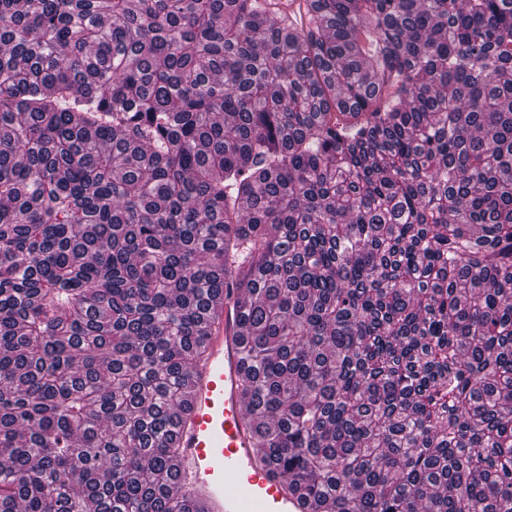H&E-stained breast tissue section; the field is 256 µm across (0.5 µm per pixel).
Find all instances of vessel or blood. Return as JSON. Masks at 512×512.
I'll list each match as a JSON object with an SVG mask.
<instances>
[{"label": "vessel or blood", "instance_id": "b4317fda", "mask_svg": "<svg viewBox=\"0 0 512 512\" xmlns=\"http://www.w3.org/2000/svg\"><path fill=\"white\" fill-rule=\"evenodd\" d=\"M208 354L192 369L191 411L179 425L176 486L203 512H302L260 464L242 395V309L225 289Z\"/></svg>", "mask_w": 512, "mask_h": 512}]
</instances>
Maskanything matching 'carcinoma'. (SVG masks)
Wrapping results in <instances>:
<instances>
[{"label":"carcinoma","instance_id":"1","mask_svg":"<svg viewBox=\"0 0 512 512\" xmlns=\"http://www.w3.org/2000/svg\"><path fill=\"white\" fill-rule=\"evenodd\" d=\"M0 0V512H200L224 286L310 512H512V0Z\"/></svg>","mask_w":512,"mask_h":512}]
</instances>
